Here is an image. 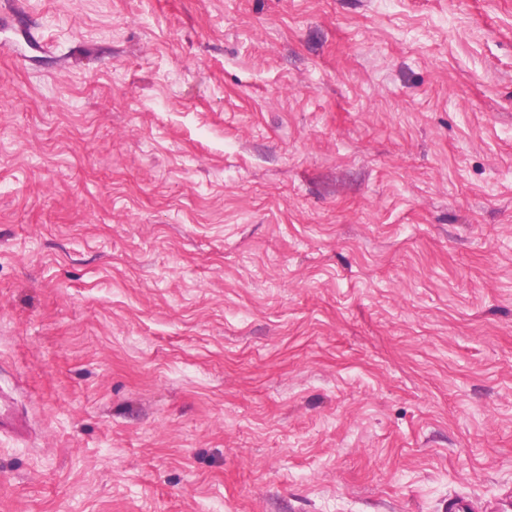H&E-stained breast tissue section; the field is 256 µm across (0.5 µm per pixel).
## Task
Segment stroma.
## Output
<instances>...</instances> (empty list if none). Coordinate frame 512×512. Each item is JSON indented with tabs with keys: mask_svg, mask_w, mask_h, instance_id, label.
Listing matches in <instances>:
<instances>
[{
	"mask_svg": "<svg viewBox=\"0 0 512 512\" xmlns=\"http://www.w3.org/2000/svg\"><path fill=\"white\" fill-rule=\"evenodd\" d=\"M0 0V512H512V0Z\"/></svg>",
	"mask_w": 512,
	"mask_h": 512,
	"instance_id": "obj_1",
	"label": "stroma"
}]
</instances>
